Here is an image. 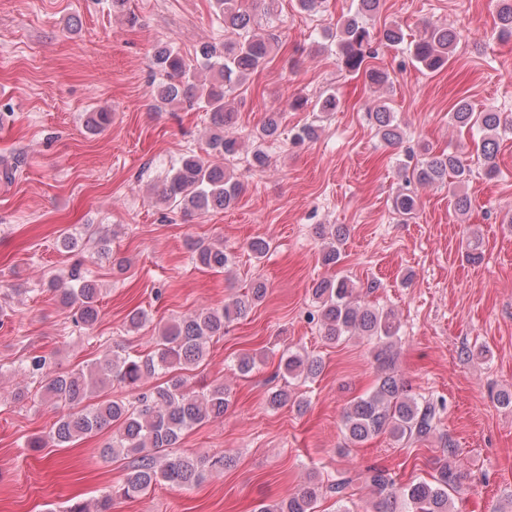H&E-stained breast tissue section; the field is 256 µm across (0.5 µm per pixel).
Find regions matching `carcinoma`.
Here are the masks:
<instances>
[{"instance_id":"obj_1","label":"carcinoma","mask_w":512,"mask_h":512,"mask_svg":"<svg viewBox=\"0 0 512 512\" xmlns=\"http://www.w3.org/2000/svg\"><path fill=\"white\" fill-rule=\"evenodd\" d=\"M211 4L224 25V40L201 43L191 59L173 45L161 42L151 56L152 69L162 76L156 94L160 103L192 102L204 105L210 112L208 155L191 152L182 156L158 190L163 202L185 212L227 209L241 193V183L224 166V160L243 148L241 141L224 132L235 112L229 97L237 85L267 63L274 41L272 35L254 25V17L241 9L239 0H211ZM378 4L379 0H359L357 14L344 20L335 32L341 67L349 72H363L373 85L383 84L387 75L369 63L375 52L371 33L360 18L375 11ZM497 18L499 36L511 37L512 0H499ZM379 39L386 45L398 46L404 41V32L399 26H389L380 31ZM458 39L456 30L444 24L434 25L427 36L413 44L412 58L428 70H440L449 63ZM202 70L210 73V79L199 80ZM374 118L377 135L383 142L392 144L400 140V126L388 106H376ZM452 120L461 128L481 134L486 175H495L493 158L501 128L499 113L476 112L470 103L461 100L452 112ZM280 135L279 115L272 112L256 134L251 163L265 166L267 153L263 145ZM468 172L464 156L425 149L413 166L412 177L419 183L433 184L444 183L452 175L461 182ZM392 206L397 213L409 215L416 208V198L402 191L393 198ZM319 237L324 263H336L340 257L336 243L341 241V230L333 225L323 227ZM192 250L196 262L204 269L222 271L231 264L222 244L195 243ZM68 279L69 287L58 289L62 305L76 310L85 326H93L99 315V288L83 274L79 264L71 268ZM265 293L264 283L257 282L220 308H204L160 328L154 337V349L146 355L114 350L85 371L74 370L47 379L45 395L61 409L50 431L52 442L65 444L109 427L112 434L106 453L113 458L131 459L119 487L91 503L76 502L67 512H112L115 497L136 499L163 482L189 488L202 479L204 461L170 457L166 450L174 447L192 426L224 417L230 399L222 385L201 391L188 388V379L182 372L198 366L210 341L224 335L226 328L243 318ZM312 295L329 339L367 336L375 340L374 359L379 375L372 391L355 399L344 411L342 422L348 440L356 445L387 434L400 442L425 439L433 433L436 406L405 394L391 371L392 347L400 330L395 314L362 304L355 284L347 277L318 281ZM49 366L50 358L35 354L28 357L22 370L38 376L47 373ZM320 368L319 360L299 352L290 351L284 359V369L293 379H313ZM155 374H167L169 378L140 393L136 406L117 400L91 402L93 396L114 381L138 388L145 378ZM365 481L374 496L373 512H395L399 503L404 512H451V493L460 490L462 476L447 464L430 481L398 485L385 470L371 467ZM353 482V478L345 476L328 486L336 496L339 512H350L347 499ZM322 493L323 486L312 481L286 500L261 505L257 512H316Z\"/></svg>"}]
</instances>
